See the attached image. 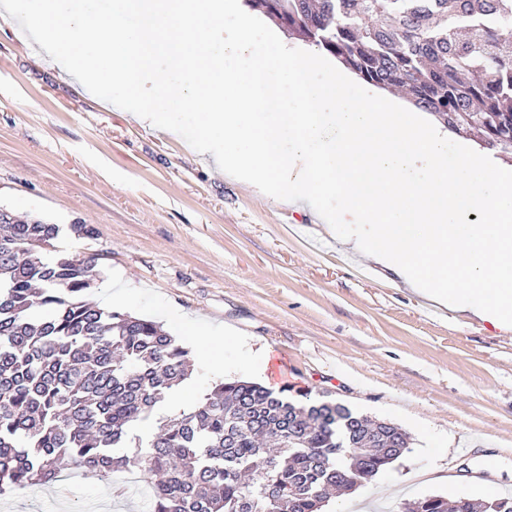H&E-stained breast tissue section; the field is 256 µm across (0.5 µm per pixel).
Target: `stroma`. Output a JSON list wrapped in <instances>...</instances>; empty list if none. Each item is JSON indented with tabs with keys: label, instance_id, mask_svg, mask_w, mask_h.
Returning <instances> with one entry per match:
<instances>
[{
	"label": "stroma",
	"instance_id": "1",
	"mask_svg": "<svg viewBox=\"0 0 512 512\" xmlns=\"http://www.w3.org/2000/svg\"><path fill=\"white\" fill-rule=\"evenodd\" d=\"M0 206L97 255L88 298L163 325L191 350L180 394L247 379L392 421L407 452L322 512H395L430 494L512 497V331L426 313L390 269L322 234L311 210L252 194L180 135L139 126L60 71L0 8ZM98 235L77 239L69 225ZM123 479L74 470L0 494V512H144Z\"/></svg>",
	"mask_w": 512,
	"mask_h": 512
}]
</instances>
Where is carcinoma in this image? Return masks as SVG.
<instances>
[{
  "label": "carcinoma",
  "mask_w": 512,
  "mask_h": 512,
  "mask_svg": "<svg viewBox=\"0 0 512 512\" xmlns=\"http://www.w3.org/2000/svg\"><path fill=\"white\" fill-rule=\"evenodd\" d=\"M288 36L359 79L512 156V0H246ZM60 228L0 223V492L58 477L61 461L105 480L161 479L151 512H321L408 450L395 423L335 401L294 403L252 381H221L161 422L191 377L190 351L162 326L86 299L94 255L55 245ZM398 512H512V497L428 495Z\"/></svg>",
  "instance_id": "obj_1"
}]
</instances>
